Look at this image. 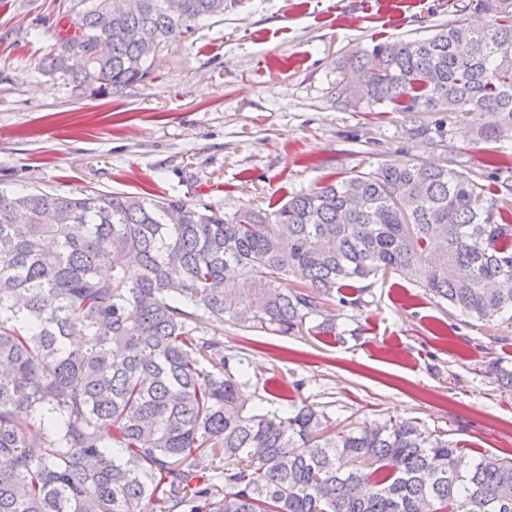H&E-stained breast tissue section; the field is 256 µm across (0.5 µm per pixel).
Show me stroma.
I'll list each match as a JSON object with an SVG mask.
<instances>
[{"label":"stroma","instance_id":"obj_1","mask_svg":"<svg viewBox=\"0 0 512 512\" xmlns=\"http://www.w3.org/2000/svg\"><path fill=\"white\" fill-rule=\"evenodd\" d=\"M471 0H227L178 43L161 41L150 75L106 99L79 97L71 74L48 71L74 35L79 0H0V187L177 197L233 215L279 208L341 173L412 158L491 189L512 185V144L497 157L456 122L430 146L407 115L356 112L332 96L352 48L423 39ZM361 306H334L333 341L225 325L224 350L252 377L250 404L269 407L272 381L325 407L339 428L409 420L460 447L512 457V323L460 316L398 275L373 281Z\"/></svg>","mask_w":512,"mask_h":512}]
</instances>
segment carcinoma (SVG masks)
I'll use <instances>...</instances> for the list:
<instances>
[{"label":"carcinoma","mask_w":512,"mask_h":512,"mask_svg":"<svg viewBox=\"0 0 512 512\" xmlns=\"http://www.w3.org/2000/svg\"><path fill=\"white\" fill-rule=\"evenodd\" d=\"M84 97L150 75L160 41L224 0H81ZM335 99L434 112L476 143L512 142V0L426 39L351 52ZM393 273L463 316L512 321V187L454 162L381 165L227 218L177 198L0 189V512H512V460L470 455L411 422L336 432L287 398L251 408L235 354L210 336L342 339L324 304L363 303Z\"/></svg>","instance_id":"1"}]
</instances>
